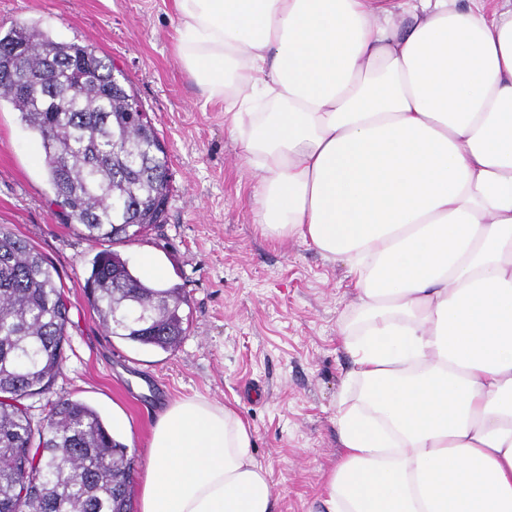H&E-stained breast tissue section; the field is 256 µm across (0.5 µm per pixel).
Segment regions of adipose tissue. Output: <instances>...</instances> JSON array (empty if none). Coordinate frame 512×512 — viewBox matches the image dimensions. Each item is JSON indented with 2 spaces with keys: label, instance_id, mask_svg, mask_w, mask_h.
Listing matches in <instances>:
<instances>
[{
  "label": "adipose tissue",
  "instance_id": "adipose-tissue-1",
  "mask_svg": "<svg viewBox=\"0 0 512 512\" xmlns=\"http://www.w3.org/2000/svg\"><path fill=\"white\" fill-rule=\"evenodd\" d=\"M254 221L344 262L323 512H512V0H175ZM249 421L159 416L140 512H276Z\"/></svg>",
  "mask_w": 512,
  "mask_h": 512
}]
</instances>
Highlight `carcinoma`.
Instances as JSON below:
<instances>
[{
    "mask_svg": "<svg viewBox=\"0 0 512 512\" xmlns=\"http://www.w3.org/2000/svg\"><path fill=\"white\" fill-rule=\"evenodd\" d=\"M0 103L40 141L56 200L93 241H131L161 223L170 193L165 148L112 58L65 43L35 23L0 35ZM55 52L47 64L44 52ZM81 85L76 96L68 93ZM56 270L0 226V512H133L134 459L89 405L69 398L37 419L28 400L50 392L68 344L69 306ZM87 299L106 331L169 351L184 335L181 288L137 275L99 252Z\"/></svg>",
    "mask_w": 512,
    "mask_h": 512,
    "instance_id": "1",
    "label": "carcinoma"
}]
</instances>
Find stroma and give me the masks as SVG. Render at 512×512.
<instances>
[{
  "label": "stroma",
  "instance_id": "stroma-1",
  "mask_svg": "<svg viewBox=\"0 0 512 512\" xmlns=\"http://www.w3.org/2000/svg\"><path fill=\"white\" fill-rule=\"evenodd\" d=\"M35 22L61 42L95 43L123 70L163 141L170 196L162 224L118 250L134 269L159 265L179 285L186 333L163 352L108 334L84 292L103 246L67 222L38 141L0 106V225L55 268L69 301L66 359L48 400L94 408L135 459L148 462L165 407L201 395L237 405L276 512H321L322 476L340 453L336 413L351 368L341 348L356 297L347 268L303 242L281 245L254 224L255 177L224 123L175 55L174 0H0V32Z\"/></svg>",
  "mask_w": 512,
  "mask_h": 512
}]
</instances>
